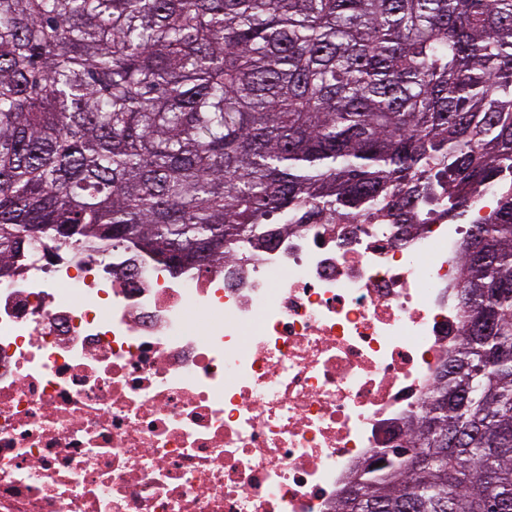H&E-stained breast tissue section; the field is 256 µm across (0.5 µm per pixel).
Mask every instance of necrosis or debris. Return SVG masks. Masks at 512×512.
Here are the masks:
<instances>
[{"mask_svg":"<svg viewBox=\"0 0 512 512\" xmlns=\"http://www.w3.org/2000/svg\"><path fill=\"white\" fill-rule=\"evenodd\" d=\"M466 227L304 224L0 276V512H334L458 344Z\"/></svg>","mask_w":512,"mask_h":512,"instance_id":"necrosis-or-debris-1","label":"necrosis or debris"}]
</instances>
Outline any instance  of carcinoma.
Masks as SVG:
<instances>
[{
	"instance_id": "carcinoma-1",
	"label": "carcinoma",
	"mask_w": 512,
	"mask_h": 512,
	"mask_svg": "<svg viewBox=\"0 0 512 512\" xmlns=\"http://www.w3.org/2000/svg\"><path fill=\"white\" fill-rule=\"evenodd\" d=\"M464 322L335 512H512V0H0V274L41 248L224 268L269 227L445 203Z\"/></svg>"
}]
</instances>
